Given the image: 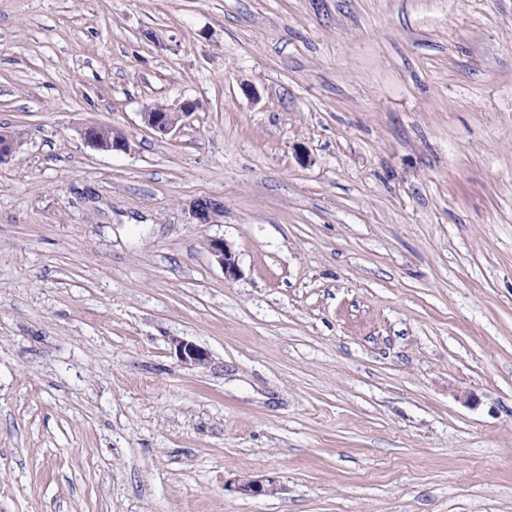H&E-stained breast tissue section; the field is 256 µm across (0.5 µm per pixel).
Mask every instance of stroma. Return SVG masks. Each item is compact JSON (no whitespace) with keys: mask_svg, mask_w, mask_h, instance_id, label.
<instances>
[{"mask_svg":"<svg viewBox=\"0 0 512 512\" xmlns=\"http://www.w3.org/2000/svg\"><path fill=\"white\" fill-rule=\"evenodd\" d=\"M1 128L0 512H512V0H0ZM196 108L197 103L187 99L176 106L148 107L142 115L147 127L158 136L165 137L175 133ZM82 136L92 148L103 152L127 151L128 141L114 132L112 126L93 124L82 130ZM210 251L216 261L224 270L225 279H235L239 275L236 255L231 246L222 239H213L210 242Z\"/></svg>","mask_w":512,"mask_h":512,"instance_id":"35a3bbf8","label":"stroma"}]
</instances>
